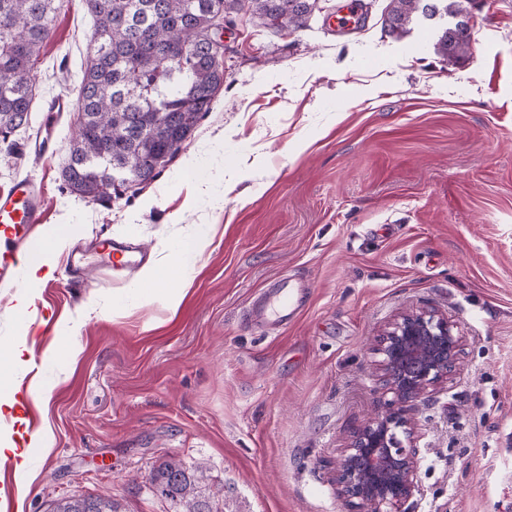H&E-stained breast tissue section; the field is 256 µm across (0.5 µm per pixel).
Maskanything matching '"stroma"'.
I'll return each mask as SVG.
<instances>
[{
    "label": "stroma",
    "mask_w": 512,
    "mask_h": 512,
    "mask_svg": "<svg viewBox=\"0 0 512 512\" xmlns=\"http://www.w3.org/2000/svg\"><path fill=\"white\" fill-rule=\"evenodd\" d=\"M362 26L329 25L320 0L299 31L246 12L224 27V85L160 175L135 197L87 201L60 177L77 112L45 129L57 93L77 97L94 20L60 0L34 65L29 123L0 142V193L42 178L34 240L70 227L35 301L31 469L0 512L106 495L124 512H179L152 469L202 466L225 512H346L332 478L353 432L384 402L376 339L399 312L433 308L463 338L457 369L414 418L423 495L406 512H512V0H477L469 55L434 45L447 20L387 33L388 0ZM212 233L177 310L138 274L100 282L95 240L148 261ZM288 289V323L253 320ZM123 304L126 316L112 315ZM76 346L59 335L73 318ZM47 447H40V439Z\"/></svg>",
    "instance_id": "1"
}]
</instances>
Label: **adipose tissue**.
<instances>
[{"mask_svg":"<svg viewBox=\"0 0 512 512\" xmlns=\"http://www.w3.org/2000/svg\"><path fill=\"white\" fill-rule=\"evenodd\" d=\"M65 241V230H58L52 242L27 249L20 257L23 289L15 296L12 311L21 326L10 345L0 353V422L15 414L16 380L27 365L29 328L25 326L24 320L29 314L37 288L54 270L53 253L63 249Z\"/></svg>","mask_w":512,"mask_h":512,"instance_id":"1","label":"adipose tissue"}]
</instances>
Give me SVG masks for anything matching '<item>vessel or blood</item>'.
Instances as JSON below:
<instances>
[{
	"mask_svg": "<svg viewBox=\"0 0 512 512\" xmlns=\"http://www.w3.org/2000/svg\"><path fill=\"white\" fill-rule=\"evenodd\" d=\"M45 211L43 188L34 177L19 180L0 194V288L17 282L15 253L27 244L31 226L43 223ZM96 248L103 258L98 271L105 276L135 270L142 261L139 250L111 239L98 241Z\"/></svg>",
	"mask_w": 512,
	"mask_h": 512,
	"instance_id": "obj_1",
	"label": "vessel or blood"
}]
</instances>
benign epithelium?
<instances>
[{
	"instance_id": "1",
	"label": "benign epithelium",
	"mask_w": 512,
	"mask_h": 512,
	"mask_svg": "<svg viewBox=\"0 0 512 512\" xmlns=\"http://www.w3.org/2000/svg\"><path fill=\"white\" fill-rule=\"evenodd\" d=\"M462 339L448 318L432 310L403 313L378 339L384 410L370 417L342 450L336 495L353 512H402L420 493L412 411L454 371Z\"/></svg>"
}]
</instances>
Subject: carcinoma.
I'll list each match as a JSON object with an SVG mask.
<instances>
[{
  "label": "carcinoma",
  "mask_w": 512,
  "mask_h": 512,
  "mask_svg": "<svg viewBox=\"0 0 512 512\" xmlns=\"http://www.w3.org/2000/svg\"><path fill=\"white\" fill-rule=\"evenodd\" d=\"M423 0H389L385 25L407 35ZM462 18L472 0H437ZM95 17L93 53L77 99L81 124L69 147L63 181L92 201L119 199L131 186L140 192L192 136L224 85L216 61L218 33L230 15L247 10L260 25L301 30L320 10L319 0H87ZM56 0H0V139L5 141L32 110L33 65L51 32ZM471 37L453 25L435 44L455 64ZM196 472L170 458L152 471L151 485L181 512H221L215 494ZM51 512H122L110 496L65 497Z\"/></svg>",
  "instance_id": "carcinoma-1"
}]
</instances>
